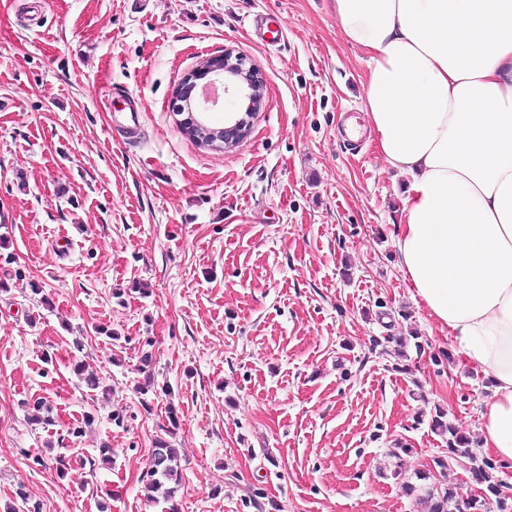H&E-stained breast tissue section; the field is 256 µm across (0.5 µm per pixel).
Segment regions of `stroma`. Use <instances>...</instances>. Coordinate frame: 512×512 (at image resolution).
<instances>
[{"label":"stroma","instance_id":"stroma-1","mask_svg":"<svg viewBox=\"0 0 512 512\" xmlns=\"http://www.w3.org/2000/svg\"><path fill=\"white\" fill-rule=\"evenodd\" d=\"M228 47L263 103L233 147L201 146L171 101ZM366 72L331 0H0V512H165L140 476L172 409L178 512H249L256 487L281 512H423L420 471L475 490L465 461L437 470L430 415L479 442L490 386L399 267ZM411 335L400 359L371 347Z\"/></svg>","mask_w":512,"mask_h":512}]
</instances>
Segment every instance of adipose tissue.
Segmentation results:
<instances>
[{
    "instance_id": "adipose-tissue-1",
    "label": "adipose tissue",
    "mask_w": 512,
    "mask_h": 512,
    "mask_svg": "<svg viewBox=\"0 0 512 512\" xmlns=\"http://www.w3.org/2000/svg\"><path fill=\"white\" fill-rule=\"evenodd\" d=\"M367 57L363 110L406 176L414 298L493 382L481 446L512 460V0H332Z\"/></svg>"
}]
</instances>
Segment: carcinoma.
Instances as JSON below:
<instances>
[{"label": "carcinoma", "mask_w": 512, "mask_h": 512, "mask_svg": "<svg viewBox=\"0 0 512 512\" xmlns=\"http://www.w3.org/2000/svg\"><path fill=\"white\" fill-rule=\"evenodd\" d=\"M431 424L441 434L448 435V458L455 461L462 458L468 461L471 477L481 486V491L478 496L466 500L454 486H437L429 490L425 497L428 512H486L487 497L494 499L497 512H512V494L506 491V486L502 485L496 476L500 464L477 454L471 448L469 438L445 422L443 412L437 407L431 416ZM178 458L179 450L170 440L160 438L155 442L149 465L141 476V481L148 492L155 493L161 490L166 500L174 496L176 488H167L165 484L179 483Z\"/></svg>", "instance_id": "obj_1"}]
</instances>
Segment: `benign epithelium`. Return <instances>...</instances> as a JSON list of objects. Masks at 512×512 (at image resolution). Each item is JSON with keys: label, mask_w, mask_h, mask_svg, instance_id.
<instances>
[{"label": "benign epithelium", "mask_w": 512, "mask_h": 512, "mask_svg": "<svg viewBox=\"0 0 512 512\" xmlns=\"http://www.w3.org/2000/svg\"><path fill=\"white\" fill-rule=\"evenodd\" d=\"M208 73L213 75V81L207 85L198 86V74L186 76L181 84L180 91L175 98L173 108L181 112L183 110L198 111L200 117H192L183 124V129L194 133L200 129H208V125L201 118L209 108L217 105V101L205 94L206 87L214 89L221 87L224 93L234 92L237 102L250 116L257 112L262 105L261 80L256 68L245 57L235 52L232 48L224 49V54L209 62ZM228 121L232 125L214 130L212 137L208 139V145L213 146L219 142L228 148L240 141L249 129L248 122L242 118L229 115Z\"/></svg>", "instance_id": "7a95c632"}]
</instances>
